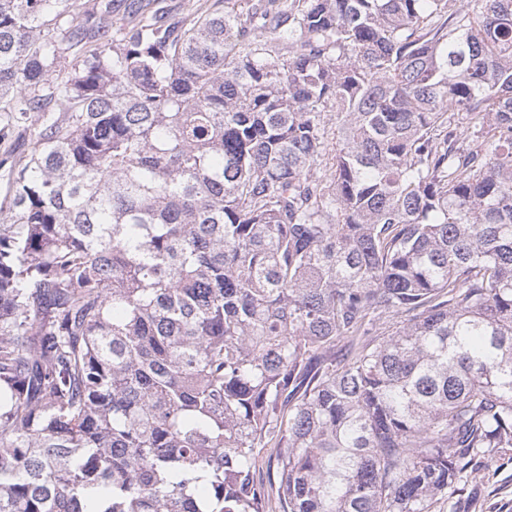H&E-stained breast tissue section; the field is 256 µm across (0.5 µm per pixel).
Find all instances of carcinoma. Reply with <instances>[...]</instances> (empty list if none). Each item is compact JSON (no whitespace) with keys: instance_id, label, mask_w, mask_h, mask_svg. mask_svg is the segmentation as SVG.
Returning a JSON list of instances; mask_svg holds the SVG:
<instances>
[{"instance_id":"carcinoma-1","label":"carcinoma","mask_w":512,"mask_h":512,"mask_svg":"<svg viewBox=\"0 0 512 512\" xmlns=\"http://www.w3.org/2000/svg\"><path fill=\"white\" fill-rule=\"evenodd\" d=\"M66 2L0 0V512H273L264 448L283 512H435L512 461V0ZM213 1L214 0H210V2L204 3V1L198 2L197 0H156L155 3L158 4V7H163L162 10L168 12L170 15L184 17L196 8H199V4H202V11L206 8H210ZM34 117L32 121L29 120L24 126L16 127L10 130L9 134L0 140V157L5 152L10 151L17 157L25 156L30 151L31 143V132L32 124L34 123ZM270 455H272L271 462L269 460ZM263 457L259 462V465L256 467L254 471V477L256 481L262 484L265 488L270 491L272 505L275 508V511L278 512V500H277V473H276V461L274 460V454L272 449L265 448L261 454Z\"/></svg>"}]
</instances>
